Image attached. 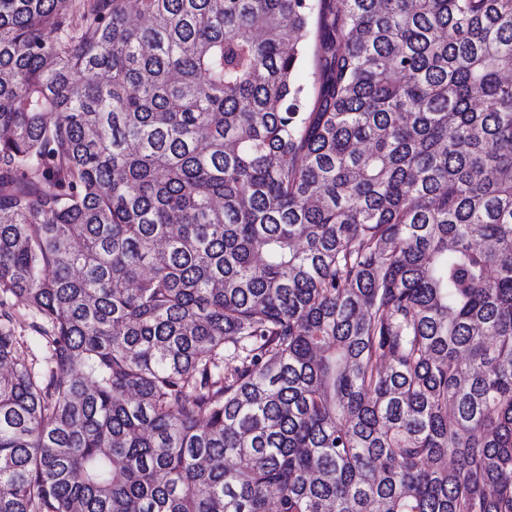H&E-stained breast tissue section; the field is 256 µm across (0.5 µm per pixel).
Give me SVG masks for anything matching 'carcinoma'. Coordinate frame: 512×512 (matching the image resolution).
<instances>
[{"label": "carcinoma", "instance_id": "cac0c4a2", "mask_svg": "<svg viewBox=\"0 0 512 512\" xmlns=\"http://www.w3.org/2000/svg\"><path fill=\"white\" fill-rule=\"evenodd\" d=\"M3 364L0 512H512V0H0ZM14 328L17 338L23 341L24 347L28 348L30 358H34L36 367H43L45 365L46 350L44 343L34 334L29 328L30 319L27 316L24 307L19 304L14 309Z\"/></svg>", "mask_w": 512, "mask_h": 512}]
</instances>
